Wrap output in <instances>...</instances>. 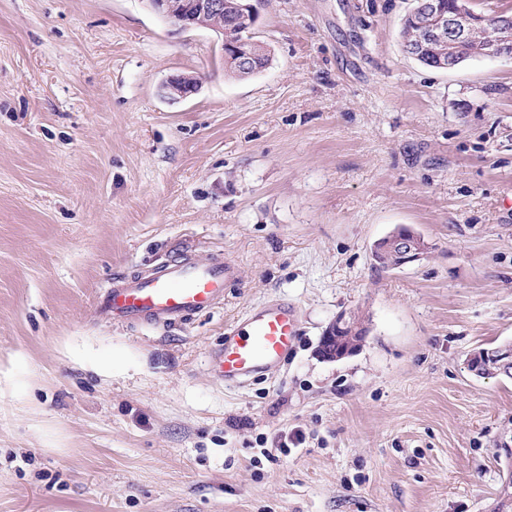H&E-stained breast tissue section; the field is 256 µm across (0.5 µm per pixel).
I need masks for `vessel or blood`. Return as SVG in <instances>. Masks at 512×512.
Returning a JSON list of instances; mask_svg holds the SVG:
<instances>
[{"label": "vessel or blood", "mask_w": 512, "mask_h": 512, "mask_svg": "<svg viewBox=\"0 0 512 512\" xmlns=\"http://www.w3.org/2000/svg\"><path fill=\"white\" fill-rule=\"evenodd\" d=\"M235 276L234 263L221 257L202 261L186 249L157 266L114 276L96 295V314L130 330L152 327L165 331L221 305L224 288ZM300 332L296 304L284 297L266 299L225 328L223 342L207 353V366L232 387L271 378Z\"/></svg>", "instance_id": "obj_1"}]
</instances>
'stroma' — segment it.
<instances>
[{
    "label": "stroma",
    "instance_id": "35a3bbf8",
    "mask_svg": "<svg viewBox=\"0 0 512 512\" xmlns=\"http://www.w3.org/2000/svg\"><path fill=\"white\" fill-rule=\"evenodd\" d=\"M412 4L258 0L272 61L238 78L144 0H0V512H488L512 378L466 360L512 343V60L419 63ZM178 75L199 87L172 100ZM400 226L430 250L382 270ZM186 245L235 263L221 307L97 318L114 274ZM279 296L293 353L226 388L205 354ZM344 312L367 337L324 360ZM418 1L419 0H414V6L406 15L401 31L403 47L405 51L411 56L413 55L410 52V48L418 44V38L420 37V31L422 28L421 24L424 21V14L415 12V7ZM413 57L428 67L443 69L441 66V53L434 47L426 48L419 57Z\"/></svg>",
    "mask_w": 512,
    "mask_h": 512
}]
</instances>
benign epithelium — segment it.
<instances>
[{"label":"benign epithelium","instance_id":"1","mask_svg":"<svg viewBox=\"0 0 512 512\" xmlns=\"http://www.w3.org/2000/svg\"><path fill=\"white\" fill-rule=\"evenodd\" d=\"M150 7L171 20L183 30L202 26L206 15L224 13V0H148ZM428 21L422 30L420 43L448 48V65L452 69L463 62L458 53L461 45L476 39L480 19L465 6L444 12L437 9L432 0H424ZM482 56L487 58H512V15L502 13L495 17L492 36L483 40ZM397 250L398 266L420 261L426 256L425 246L412 229L396 230L379 240L373 253L383 255ZM366 337V330L356 319L340 314L325 331V349L321 356L326 360H340L355 353ZM469 371L476 375L500 373L512 375V343L492 349H481L470 354Z\"/></svg>","mask_w":512,"mask_h":512}]
</instances>
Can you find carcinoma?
I'll return each instance as SVG.
<instances>
[{
  "label": "carcinoma",
  "mask_w": 512,
  "mask_h": 512,
  "mask_svg": "<svg viewBox=\"0 0 512 512\" xmlns=\"http://www.w3.org/2000/svg\"><path fill=\"white\" fill-rule=\"evenodd\" d=\"M252 8L253 5L247 0H224V30L231 31L235 40L241 43V47L247 48L253 54V59L242 62L233 50H227L224 57L225 65L241 77L261 72L270 62L267 50L253 42L250 36L254 23ZM423 21L422 13L411 11L406 15L401 31L405 51H410L411 47L418 44Z\"/></svg>",
  "instance_id": "cac0c4a2"
}]
</instances>
